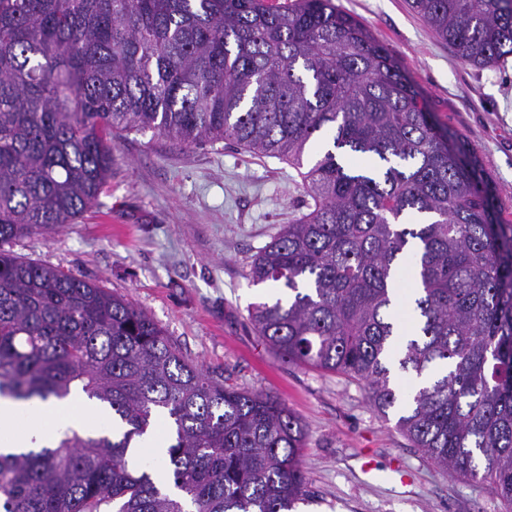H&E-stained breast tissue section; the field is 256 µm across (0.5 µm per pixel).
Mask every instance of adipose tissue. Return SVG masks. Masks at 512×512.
<instances>
[{
  "label": "adipose tissue",
  "instance_id": "obj_1",
  "mask_svg": "<svg viewBox=\"0 0 512 512\" xmlns=\"http://www.w3.org/2000/svg\"><path fill=\"white\" fill-rule=\"evenodd\" d=\"M98 411L79 391L62 400L49 398L33 404L0 400V451L21 452L53 444L67 430L96 431Z\"/></svg>",
  "mask_w": 512,
  "mask_h": 512
}]
</instances>
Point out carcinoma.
<instances>
[{"mask_svg":"<svg viewBox=\"0 0 512 512\" xmlns=\"http://www.w3.org/2000/svg\"><path fill=\"white\" fill-rule=\"evenodd\" d=\"M410 6L462 64L512 58V0ZM146 130L298 170L312 204L251 263L281 290L255 329L285 361L365 383L375 410L402 405L415 447L511 506L512 221L382 43L332 0H0V398L79 387L112 414L110 437L0 452V512H293L304 495L285 403L213 380L124 297L3 249L73 223L112 136ZM395 363L421 382L409 395ZM159 419L161 477L134 447Z\"/></svg>","mask_w":512,"mask_h":512,"instance_id":"1","label":"carcinoma"}]
</instances>
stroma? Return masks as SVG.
Here are the masks:
<instances>
[{"label": "stroma", "mask_w": 512, "mask_h": 512, "mask_svg": "<svg viewBox=\"0 0 512 512\" xmlns=\"http://www.w3.org/2000/svg\"><path fill=\"white\" fill-rule=\"evenodd\" d=\"M400 62L436 120L480 157L512 216V60L475 70L406 0H333ZM112 173L77 223L14 240L11 251L92 280L145 311L209 376L273 395L307 431L306 495L295 512H506L487 485L451 477L371 407L362 383L288 363L249 309L272 301L254 256L308 197L287 162L227 142L187 146L147 131L114 140Z\"/></svg>", "instance_id": "obj_1"}]
</instances>
